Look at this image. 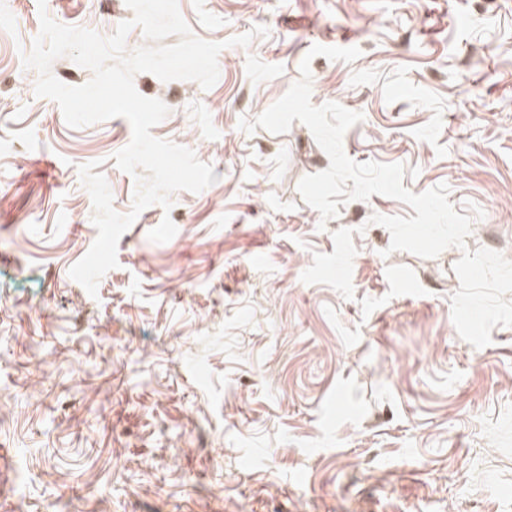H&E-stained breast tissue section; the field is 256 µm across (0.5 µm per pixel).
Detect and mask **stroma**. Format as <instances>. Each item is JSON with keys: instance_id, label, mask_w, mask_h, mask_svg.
I'll list each match as a JSON object with an SVG mask.
<instances>
[{"instance_id": "1", "label": "stroma", "mask_w": 512, "mask_h": 512, "mask_svg": "<svg viewBox=\"0 0 512 512\" xmlns=\"http://www.w3.org/2000/svg\"><path fill=\"white\" fill-rule=\"evenodd\" d=\"M223 43L210 89L134 77L167 117L156 138L216 182L143 210L96 294L70 278L97 230L79 165L98 162L126 213L135 182L113 118L70 128L24 69L38 0H0V512H512V327L461 339V249L389 252L372 195L321 221L298 192L329 158L307 126L239 127L300 77L312 102L363 113L355 161L480 208L466 248L512 260V0H178ZM110 36L125 0H47ZM268 28L248 47L228 39ZM177 227L149 241L163 217Z\"/></svg>"}]
</instances>
